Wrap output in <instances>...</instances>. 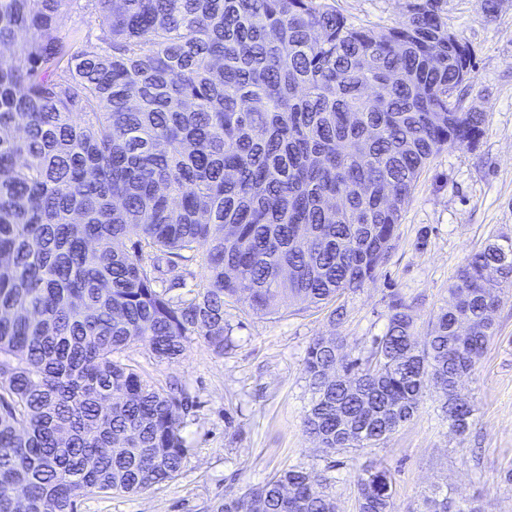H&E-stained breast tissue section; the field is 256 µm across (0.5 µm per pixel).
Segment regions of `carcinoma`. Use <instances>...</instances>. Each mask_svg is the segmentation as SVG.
<instances>
[{"label": "carcinoma", "instance_id": "1", "mask_svg": "<svg viewBox=\"0 0 512 512\" xmlns=\"http://www.w3.org/2000/svg\"><path fill=\"white\" fill-rule=\"evenodd\" d=\"M72 11L95 16L96 39L60 30ZM472 71L440 0L386 28L333 0H0V512H19L17 490L26 512H76L173 479L192 398L120 354L175 361L199 339L222 355L230 301L266 314L373 281L425 166L484 135ZM195 262L207 287L170 295ZM452 293L422 345L397 292L367 356L312 339L303 425L326 451L384 443L432 388L469 430L458 382L512 299V239L468 255ZM355 482L356 512H391L386 467ZM329 483L290 467L212 512H335ZM424 507L477 512L448 495Z\"/></svg>", "mask_w": 512, "mask_h": 512}]
</instances>
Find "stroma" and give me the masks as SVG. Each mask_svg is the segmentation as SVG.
Returning <instances> with one entry per match:
<instances>
[{"label":"stroma","mask_w":512,"mask_h":512,"mask_svg":"<svg viewBox=\"0 0 512 512\" xmlns=\"http://www.w3.org/2000/svg\"><path fill=\"white\" fill-rule=\"evenodd\" d=\"M411 0H335L357 26L390 27L406 20ZM450 31L474 53V90L467 106L486 113L479 145L440 152L422 172L406 207L399 237L376 279L339 298L341 323L330 305L280 304L256 314L230 303L233 349L216 354L192 340L173 362L147 346L122 358L148 381L184 384L194 399L185 417L187 454L179 474L137 495L90 493L77 512H211L228 483L238 492L277 471L300 466L332 476L336 512H355V472L384 464L391 472L394 512H418L435 491L474 501L481 512H512V303L493 312L498 334L476 374L461 390L474 412L462 435L450 427L428 394L418 416L376 448L327 453L304 432L311 391L304 359L315 336H342L358 355L388 322V295L403 294L416 315L415 335L451 300L450 287L471 253L495 236L512 238V0H500L484 17L477 0H441Z\"/></svg>","instance_id":"35a3bbf8"}]
</instances>
